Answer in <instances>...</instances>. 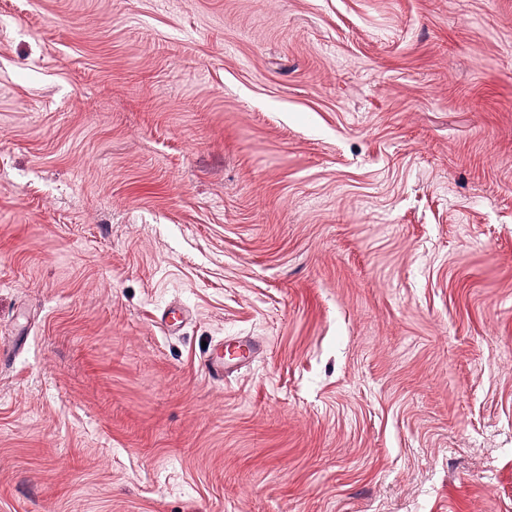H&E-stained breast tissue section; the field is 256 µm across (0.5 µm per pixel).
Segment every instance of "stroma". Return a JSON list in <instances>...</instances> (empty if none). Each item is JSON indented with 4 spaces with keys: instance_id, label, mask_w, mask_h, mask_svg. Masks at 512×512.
Returning a JSON list of instances; mask_svg holds the SVG:
<instances>
[{
    "instance_id": "stroma-1",
    "label": "stroma",
    "mask_w": 512,
    "mask_h": 512,
    "mask_svg": "<svg viewBox=\"0 0 512 512\" xmlns=\"http://www.w3.org/2000/svg\"><path fill=\"white\" fill-rule=\"evenodd\" d=\"M0 512H512V0H0ZM251 351V345L247 342H239L238 344L221 345L205 360L204 365L209 375L216 381L224 380L225 370H232L242 359L247 358L246 353Z\"/></svg>"
}]
</instances>
